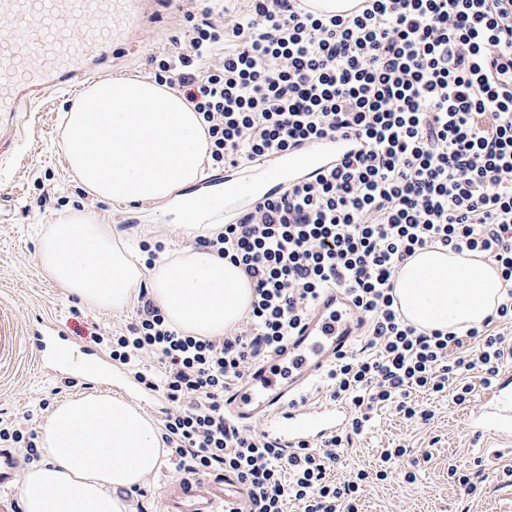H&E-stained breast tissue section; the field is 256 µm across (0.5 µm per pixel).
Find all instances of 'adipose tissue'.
<instances>
[{"mask_svg": "<svg viewBox=\"0 0 512 512\" xmlns=\"http://www.w3.org/2000/svg\"><path fill=\"white\" fill-rule=\"evenodd\" d=\"M60 141L74 179L102 201L192 208L207 134L176 89L145 76L89 86L61 118ZM42 277L85 305L123 311L142 281L167 320L185 333L223 336L246 315L252 287L239 268L191 246L146 267L115 225L90 210L61 214L41 237ZM506 288L480 256L418 250L401 265L395 294L404 316L453 331L491 314ZM44 463L25 470L23 512H127L121 493L161 466L166 451L150 418L122 395L86 393L58 404L41 426Z\"/></svg>", "mask_w": 512, "mask_h": 512, "instance_id": "ef3b65f1", "label": "adipose tissue"}]
</instances>
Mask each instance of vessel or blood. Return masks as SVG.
<instances>
[{"mask_svg":"<svg viewBox=\"0 0 512 512\" xmlns=\"http://www.w3.org/2000/svg\"><path fill=\"white\" fill-rule=\"evenodd\" d=\"M170 0H0V160L19 154L37 123L35 107L52 94L72 95L102 78L112 57L150 46ZM306 14L342 19L362 14L367 0H303ZM356 151L352 137L329 135L272 155H255L224 170V191L198 196L200 215L241 218L286 187L327 174ZM353 302L341 291L322 293L303 328L235 388L226 414L285 446L321 440L350 418L334 402L312 407L294 399L349 349L362 328ZM61 338L52 322L36 319L22 334L13 315L0 314V372L12 370L29 349L42 372L59 361ZM471 427L512 439V374L501 373L467 414ZM17 477L12 453L0 451V512H14L6 491ZM238 493L223 478H182L166 489V512H224Z\"/></svg>","mask_w":512,"mask_h":512,"instance_id":"1","label":"vessel or blood"}]
</instances>
